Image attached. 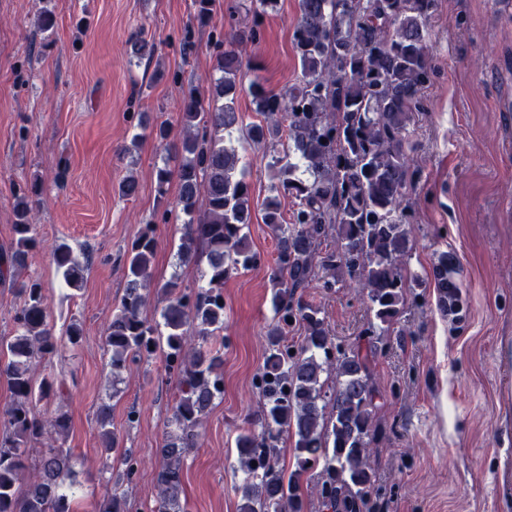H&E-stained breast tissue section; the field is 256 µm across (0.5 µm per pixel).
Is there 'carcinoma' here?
<instances>
[{
    "instance_id": "obj_1",
    "label": "carcinoma",
    "mask_w": 512,
    "mask_h": 512,
    "mask_svg": "<svg viewBox=\"0 0 512 512\" xmlns=\"http://www.w3.org/2000/svg\"><path fill=\"white\" fill-rule=\"evenodd\" d=\"M278 2L250 0L253 25L238 29L228 45L218 43L210 88L205 93L190 88L182 95L180 164L173 169L164 157L155 168L159 195L177 180L174 212L182 222L177 258L181 267H197L203 285L190 288L177 277L161 284L166 303L160 319L150 321L142 308L154 286L156 225H142L121 256L124 293L106 329L112 372L159 354L179 388L159 448L163 467L151 512H184L183 459L195 444L202 417L224 393L222 359L211 344L224 329L221 288L232 272L257 262L244 233L252 223L251 187L241 158L228 146L234 140L283 145V153L269 163L274 183L262 203L264 224L277 240L274 317L258 377L262 410L236 438L245 473L238 487L240 512H305L301 476L316 465L321 466L317 493L329 512H363L376 482L370 444L380 393L369 362L378 340L402 313L406 289L422 287L406 268L412 228L404 202L414 162L409 126L418 94L432 75L429 20L435 0H299L294 49L300 83L281 97L254 80L249 94L263 120L244 125L235 108L243 54ZM36 196L34 183L17 195L14 240L0 251V280L14 278L37 244ZM285 196L295 200L289 221L281 210ZM330 235L334 248L318 255ZM203 258L204 269L199 267ZM53 263L65 286L83 285L88 262L71 246L58 245ZM457 266L456 256L445 251L432 269L437 307L444 315L461 306ZM319 273L325 288L360 292L373 316L365 342L337 357L321 309L298 295ZM17 288L16 333L0 337V375L12 397L0 409L5 429L0 512H71L72 449L51 445L41 449L32 470L26 466L31 444L48 434L63 438L69 416L59 412L44 418L35 410L36 402L63 391L66 382L33 378L32 360L56 354L59 340L41 282L28 280ZM294 323L304 336L293 351L283 336ZM98 422L104 451L117 448L110 404L100 405ZM285 438L293 441L297 460V470L289 474L278 462ZM99 512H127L121 485L112 487Z\"/></svg>"
}]
</instances>
